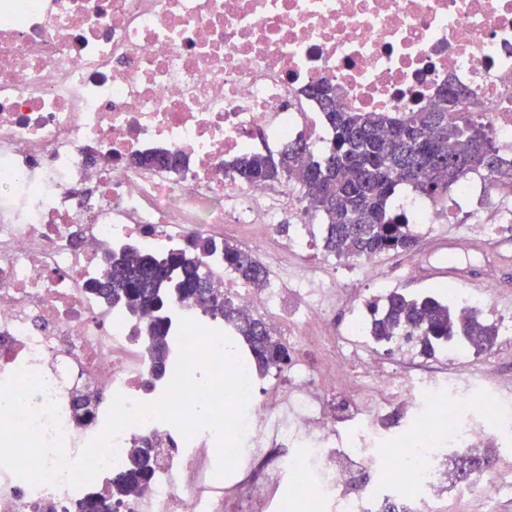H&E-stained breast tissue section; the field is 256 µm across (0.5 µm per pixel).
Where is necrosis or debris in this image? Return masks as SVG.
Segmentation results:
<instances>
[{"label": "necrosis or debris", "instance_id": "4bbe7bcc", "mask_svg": "<svg viewBox=\"0 0 512 512\" xmlns=\"http://www.w3.org/2000/svg\"><path fill=\"white\" fill-rule=\"evenodd\" d=\"M329 82L352 112H417L446 85L468 93L461 111L488 126L512 166V0H0V381L27 369L46 385L69 459L99 435L115 396L152 402L148 344L126 309L90 291L107 250L158 254L205 234L259 250L268 267L301 255L273 231L297 217L290 190L234 182L242 155L330 132L304 93ZM135 152L181 155L180 170L130 168ZM448 196L494 234L512 223V181L473 174ZM226 297L297 350L285 380L252 390L239 467L286 447L251 491L215 480L216 434L184 438L154 419L123 429L119 456L89 484L34 485L0 468V512H488L512 492V402L456 392L447 373L419 371L415 337L371 334L375 297L357 291L349 331L328 329L321 271L256 288L208 259ZM460 304L497 321L512 313L490 291ZM346 350L362 378L329 383L317 360ZM401 411L402 425L390 415ZM152 476L114 494L141 439ZM496 450L494 470L448 479V460Z\"/></svg>", "mask_w": 512, "mask_h": 512}]
</instances>
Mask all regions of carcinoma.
Segmentation results:
<instances>
[{
  "mask_svg": "<svg viewBox=\"0 0 512 512\" xmlns=\"http://www.w3.org/2000/svg\"><path fill=\"white\" fill-rule=\"evenodd\" d=\"M458 88H444L435 105L419 112L399 115L389 112H348L336 107L333 87L311 84L305 93L315 99L323 121L331 132L327 149L319 159L298 163L307 152L305 144H288L279 154L252 153L233 166L241 183L265 186L295 180L303 188L305 213L318 216L325 226L323 249L344 257L411 251L419 239L413 234L405 213L391 208L396 189L408 186L431 198L448 195V187L474 172L510 176L485 123L470 119L463 124L448 121L457 109ZM172 156L134 153L130 164L139 167L170 165ZM218 253L224 266L255 285L267 273L262 264L243 248L197 236L184 248L157 257L126 247L111 253L103 277L93 290L131 313L152 314L135 335L148 341L153 374L164 376L178 346L169 306L187 301L218 322L233 326L249 345L256 369L280 370L290 361L288 346L275 338L258 319L243 321L233 303L214 289L203 260ZM373 333L387 338L397 332L418 337L428 355L454 339L460 346L478 352L492 349L498 327L485 323L471 310L453 305L439 296L409 297L391 292L382 308H372ZM148 468L131 452L128 466L112 479L114 492L146 480Z\"/></svg>",
  "mask_w": 512,
  "mask_h": 512,
  "instance_id": "cac0c4a2",
  "label": "carcinoma"
}]
</instances>
